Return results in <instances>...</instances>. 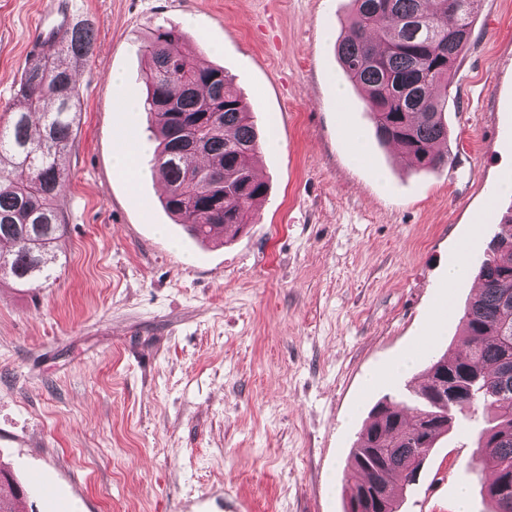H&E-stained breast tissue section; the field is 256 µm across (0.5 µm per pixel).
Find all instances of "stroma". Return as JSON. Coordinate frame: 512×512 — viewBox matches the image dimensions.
<instances>
[{
  "label": "stroma",
  "mask_w": 512,
  "mask_h": 512,
  "mask_svg": "<svg viewBox=\"0 0 512 512\" xmlns=\"http://www.w3.org/2000/svg\"><path fill=\"white\" fill-rule=\"evenodd\" d=\"M47 0H0V124L17 105ZM90 22L79 128L55 202L54 280H0V468L20 512H196L225 491L252 512H344L351 449L384 395L405 410L430 358L463 344L483 256L512 212V0H478L451 88L454 163L422 171L378 144L334 44L350 0H58ZM179 27L223 67L264 141L254 224L201 242L151 168L143 38ZM361 132L355 150L345 128ZM133 137L142 167H115ZM482 412L425 462L404 512H485L468 468ZM47 486L27 484L30 470Z\"/></svg>",
  "instance_id": "1"
}]
</instances>
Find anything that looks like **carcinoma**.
I'll return each instance as SVG.
<instances>
[{"mask_svg":"<svg viewBox=\"0 0 512 512\" xmlns=\"http://www.w3.org/2000/svg\"><path fill=\"white\" fill-rule=\"evenodd\" d=\"M336 44L340 65L362 95L379 143L420 169L453 163L448 103L455 67L470 44L476 0H351ZM149 59L144 110L159 146L154 166L167 190L164 209L194 238L236 233L253 223L268 186L254 173L261 148L253 111L224 69L201 66L181 30L152 28L141 45ZM94 51V32L77 21L46 52L26 62L17 86L21 107L0 126V279L49 280L63 217L53 201L65 189L81 116L77 71ZM471 270L480 282L460 321L464 348L431 358L407 419L384 396L352 448L345 492L379 496L401 512L417 470L456 424L457 410L490 415L476 465L488 512H512V215ZM23 489L0 470V512Z\"/></svg>","mask_w":512,"mask_h":512,"instance_id":"1","label":"carcinoma"}]
</instances>
